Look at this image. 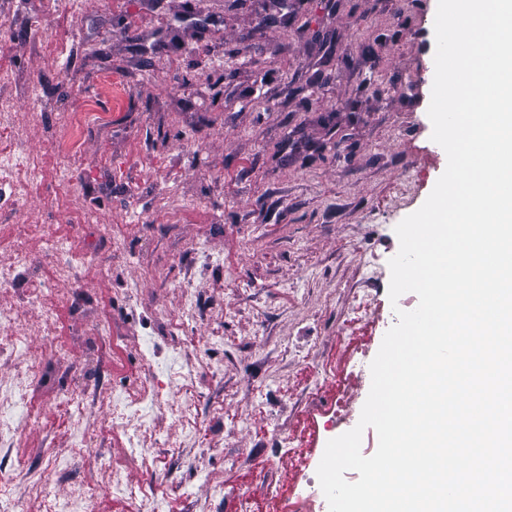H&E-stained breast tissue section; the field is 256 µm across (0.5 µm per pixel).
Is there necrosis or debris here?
Segmentation results:
<instances>
[{"label": "necrosis or debris", "mask_w": 512, "mask_h": 512, "mask_svg": "<svg viewBox=\"0 0 512 512\" xmlns=\"http://www.w3.org/2000/svg\"><path fill=\"white\" fill-rule=\"evenodd\" d=\"M35 78L15 71H0V227L15 228L28 203L32 186L43 184L44 166L41 158L28 148L31 128L44 132L45 142L58 159L64 174L73 170L72 156L88 128L90 103H83L72 113L68 122L57 121L55 113L32 105L38 93ZM43 258L53 269L50 283H38L30 274L29 237L17 234L9 265H0V288L12 291L13 304L0 305V364L12 366L14 379L8 388L0 387V453L11 454L22 447V436L37 420L27 404L30 389L54 383L59 406L73 414H83L88 399L100 407L122 409V425L132 449H140V435L155 426L160 415L170 414L193 431L198 419L197 405L189 398L175 397L167 401L144 402L126 396L122 385H108L92 378L76 385L62 382L59 372L37 362L31 354L27 334V310L45 304L47 297L69 302L75 315L90 316L96 307L92 295L77 288L76 278L66 250L53 235L42 238ZM91 436L82 423H75L72 444L43 453L37 473H23L0 465V512H26L23 497L14 495L18 484L29 485L32 495L41 499L44 512H95L93 501L82 483H73L66 505H59L54 495L55 481L71 480L77 466L88 464L85 450Z\"/></svg>", "instance_id": "obj_1"}]
</instances>
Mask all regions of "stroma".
<instances>
[{
  "label": "stroma",
  "mask_w": 512,
  "mask_h": 512,
  "mask_svg": "<svg viewBox=\"0 0 512 512\" xmlns=\"http://www.w3.org/2000/svg\"><path fill=\"white\" fill-rule=\"evenodd\" d=\"M436 9L437 0H65L41 36L17 22L5 33L0 68L34 75L58 112L92 100L111 116L80 144L73 186L97 182L90 203L106 233L52 229L124 349L121 369L104 349L101 377L154 391L138 354L155 315L170 317L157 333L167 347H223L217 379L209 360H195L187 395L209 436L186 449L191 468L148 456L128 465L111 409L87 410L90 456L146 486L155 512L172 500L183 512H236L241 491L253 493L252 512H306L299 466L273 456L281 430L305 442L315 469L327 442L357 425L389 329L395 228L447 166L428 117ZM74 46L76 85L60 68ZM101 67L127 82L120 102L100 92ZM172 203L180 223H146ZM369 276L371 315L359 323L356 287ZM187 288L211 312L192 329L175 319ZM62 322L51 335L32 323L29 343L76 378L95 339L76 335L72 315ZM340 401L349 423L327 427ZM28 404L38 420L13 459L20 470L71 443L50 423L52 391L31 392Z\"/></svg>",
  "instance_id": "stroma-1"
}]
</instances>
